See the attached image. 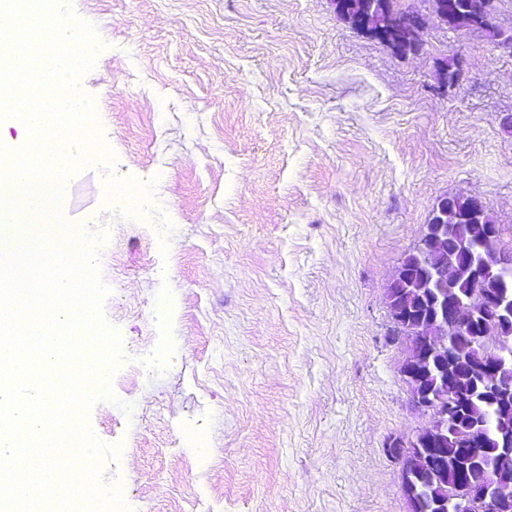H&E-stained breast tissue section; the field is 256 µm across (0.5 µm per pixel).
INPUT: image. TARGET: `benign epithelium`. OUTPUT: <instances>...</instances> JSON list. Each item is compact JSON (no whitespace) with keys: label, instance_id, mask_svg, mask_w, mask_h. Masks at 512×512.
I'll return each instance as SVG.
<instances>
[{"label":"benign epithelium","instance_id":"obj_1","mask_svg":"<svg viewBox=\"0 0 512 512\" xmlns=\"http://www.w3.org/2000/svg\"><path fill=\"white\" fill-rule=\"evenodd\" d=\"M336 18L352 29L386 43L406 55L424 42L429 20L460 38L477 33L495 47L512 54V34L493 39L490 19L497 17L499 0H481L467 26L456 28L460 0H428V11L403 7L401 0H330ZM467 74L462 55L454 52L437 65L438 89H455ZM488 204L469 195H446L433 207L412 260L397 267L386 292L392 334L406 346L400 374L411 406L429 417V426L416 434L395 436L385 448L401 465V491L408 512H504L512 488L499 474L512 470V421L508 410L497 416L501 448L492 475L475 483L469 474L473 452L481 444L483 424H475L464 447L448 455L446 438L456 423V397L448 392L463 372H477L505 393L512 391V349L501 344V325L512 320V293L506 277L512 274V251L499 245L497 224L484 225L485 246L473 258L466 235L468 225L484 216ZM475 284L466 299L448 284L462 273ZM452 466L454 481L437 494L431 491L434 463Z\"/></svg>","mask_w":512,"mask_h":512}]
</instances>
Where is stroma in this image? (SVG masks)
<instances>
[{"mask_svg":"<svg viewBox=\"0 0 512 512\" xmlns=\"http://www.w3.org/2000/svg\"><path fill=\"white\" fill-rule=\"evenodd\" d=\"M112 163L60 208L99 249L120 341L88 426L131 512H407L386 288L444 195L512 251V54L430 24L394 55L329 0H71ZM461 50L468 79L435 86Z\"/></svg>","mask_w":512,"mask_h":512,"instance_id":"1","label":"stroma"}]
</instances>
